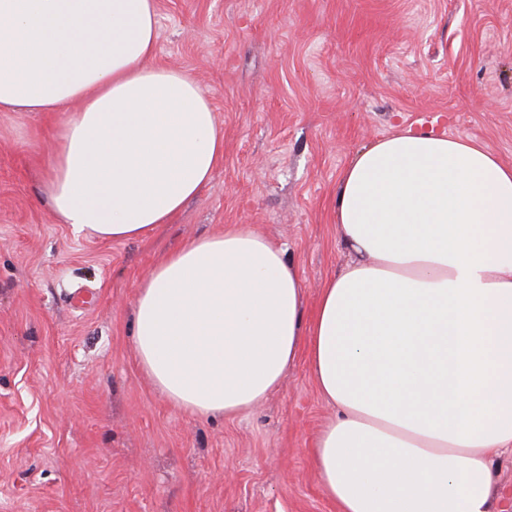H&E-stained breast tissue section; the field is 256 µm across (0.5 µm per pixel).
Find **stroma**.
Masks as SVG:
<instances>
[{
  "instance_id": "obj_1",
  "label": "stroma",
  "mask_w": 512,
  "mask_h": 512,
  "mask_svg": "<svg viewBox=\"0 0 512 512\" xmlns=\"http://www.w3.org/2000/svg\"><path fill=\"white\" fill-rule=\"evenodd\" d=\"M155 63L193 77L224 160L134 241L74 234L41 191L62 116L0 112V512H336L313 444L336 413L306 354L235 418L196 417L139 367L138 285L183 240L248 224L314 308L347 261L336 187L396 126L512 164V0H157Z\"/></svg>"
}]
</instances>
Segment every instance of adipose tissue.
<instances>
[{"mask_svg": "<svg viewBox=\"0 0 512 512\" xmlns=\"http://www.w3.org/2000/svg\"><path fill=\"white\" fill-rule=\"evenodd\" d=\"M156 0H0V112H61L43 186L77 234L140 240L224 157L200 85L153 64ZM351 255L306 315L283 249L246 224L193 238L143 280L138 361L195 416L274 392L307 348L336 407L313 447L338 512H496L512 452V165L485 145L403 129L342 171ZM492 496L500 512H512V454H502L493 468Z\"/></svg>", "mask_w": 512, "mask_h": 512, "instance_id": "adipose-tissue-1", "label": "adipose tissue"}]
</instances>
